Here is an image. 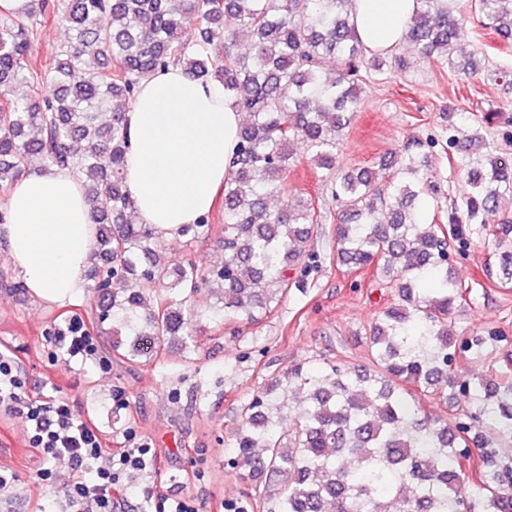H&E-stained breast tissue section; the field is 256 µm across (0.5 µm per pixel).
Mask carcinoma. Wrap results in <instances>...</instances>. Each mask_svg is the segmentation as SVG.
I'll use <instances>...</instances> for the list:
<instances>
[{
	"instance_id": "cac0c4a2",
	"label": "carcinoma",
	"mask_w": 512,
	"mask_h": 512,
	"mask_svg": "<svg viewBox=\"0 0 512 512\" xmlns=\"http://www.w3.org/2000/svg\"><path fill=\"white\" fill-rule=\"evenodd\" d=\"M421 2L404 43L420 59L452 57L473 5ZM476 6L482 28L512 39V0ZM51 15L64 20L70 37L46 66L49 93L27 48L38 21ZM191 21L198 34L186 41L181 29ZM241 31L254 36L247 53L237 49ZM327 55L340 66L334 80L321 67ZM91 58L97 68L72 82ZM170 65L217 83L249 116L224 182V262L207 269L188 254L165 255L157 231L129 220L125 115L141 82ZM456 68L475 76L485 60L473 54ZM406 69V57L364 46L354 0H33L27 13L0 17V191L35 162L67 166L81 177L97 225L85 326L98 336L112 326L116 358L158 361L170 337H192L195 321L257 324L301 287L316 263L307 244L323 216L309 199L274 211L266 204L286 194L295 143L340 203L336 261L395 285V301L365 333L369 364L300 362L241 405L230 466L244 482L264 479L249 502L261 512H387L392 494L397 512H470L468 485L482 512H512V463L495 450L497 438H512V380L452 373L457 354L479 356L502 337L453 329L463 287L448 265L451 250L469 246L470 224L512 196V165L482 152L485 139L476 136V151L456 156L468 190L445 224L421 223L434 184L429 152L418 139L380 160L382 180L368 168L336 173L360 71ZM210 225L207 214L177 236L190 246ZM492 242L496 285L509 290L512 218L494 225ZM146 282L159 290L145 293ZM203 289L217 303L186 309ZM122 334L148 338L149 349L117 340ZM300 396L303 409L285 430L286 410ZM448 398L462 403L449 424L422 406Z\"/></svg>"
}]
</instances>
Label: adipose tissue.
Wrapping results in <instances>:
<instances>
[{"label":"adipose tissue","mask_w":512,"mask_h":512,"mask_svg":"<svg viewBox=\"0 0 512 512\" xmlns=\"http://www.w3.org/2000/svg\"><path fill=\"white\" fill-rule=\"evenodd\" d=\"M420 0H355V23L365 46H397ZM242 115L214 82L179 66L144 80L126 114V184L142 223L163 236L210 212L227 180ZM11 221L0 225L7 254L32 296L51 305L76 300L95 250V225L84 188L70 170L21 176L9 196Z\"/></svg>","instance_id":"ef3b65f1"}]
</instances>
